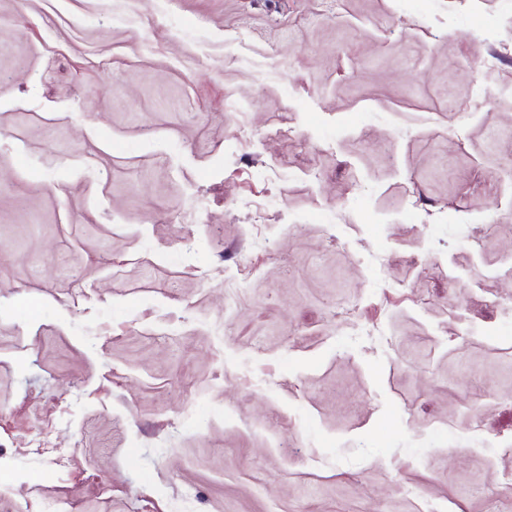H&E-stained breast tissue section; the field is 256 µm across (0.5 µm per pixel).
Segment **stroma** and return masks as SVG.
Returning a JSON list of instances; mask_svg holds the SVG:
<instances>
[{
  "mask_svg": "<svg viewBox=\"0 0 512 512\" xmlns=\"http://www.w3.org/2000/svg\"><path fill=\"white\" fill-rule=\"evenodd\" d=\"M491 498L512 0H0V512Z\"/></svg>",
  "mask_w": 512,
  "mask_h": 512,
  "instance_id": "stroma-1",
  "label": "stroma"
}]
</instances>
